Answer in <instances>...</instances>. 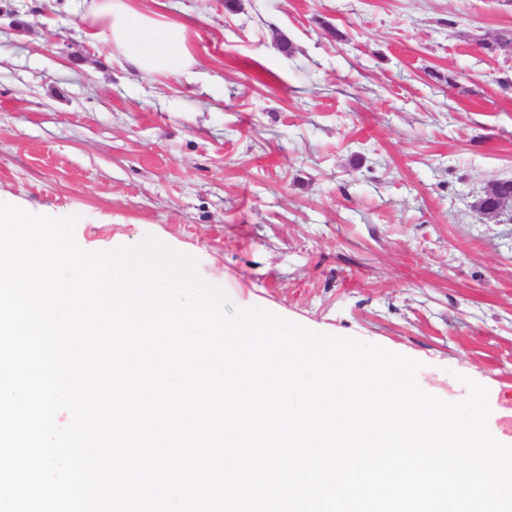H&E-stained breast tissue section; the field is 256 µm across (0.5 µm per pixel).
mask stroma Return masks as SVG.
Instances as JSON below:
<instances>
[{"mask_svg": "<svg viewBox=\"0 0 512 512\" xmlns=\"http://www.w3.org/2000/svg\"><path fill=\"white\" fill-rule=\"evenodd\" d=\"M199 64L133 74L83 0H0V201L81 212L76 243L155 236L259 307L489 390L512 436V0H164ZM288 40L291 53L280 48Z\"/></svg>", "mask_w": 512, "mask_h": 512, "instance_id": "stroma-1", "label": "stroma"}]
</instances>
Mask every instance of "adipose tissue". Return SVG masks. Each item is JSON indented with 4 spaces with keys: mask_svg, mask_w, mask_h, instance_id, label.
<instances>
[{
    "mask_svg": "<svg viewBox=\"0 0 512 512\" xmlns=\"http://www.w3.org/2000/svg\"><path fill=\"white\" fill-rule=\"evenodd\" d=\"M79 26L89 43L102 45L121 65L138 72L188 76L196 64L189 25L140 9L135 0H90Z\"/></svg>",
    "mask_w": 512,
    "mask_h": 512,
    "instance_id": "adipose-tissue-1",
    "label": "adipose tissue"
}]
</instances>
